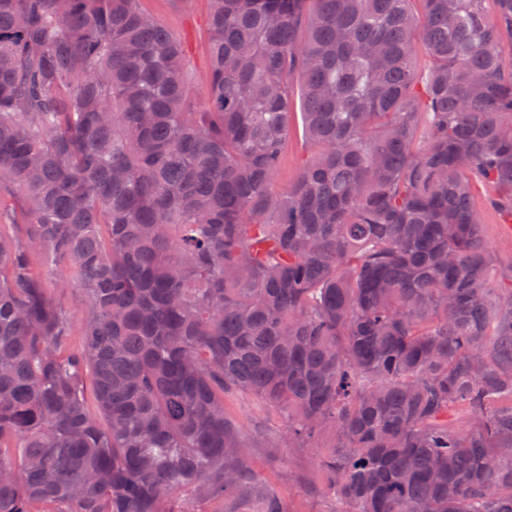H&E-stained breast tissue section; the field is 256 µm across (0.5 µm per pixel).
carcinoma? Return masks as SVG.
<instances>
[{
	"instance_id": "cac0c4a2",
	"label": "carcinoma",
	"mask_w": 512,
	"mask_h": 512,
	"mask_svg": "<svg viewBox=\"0 0 512 512\" xmlns=\"http://www.w3.org/2000/svg\"><path fill=\"white\" fill-rule=\"evenodd\" d=\"M413 2L211 0L192 112L140 0H0V185L26 216L0 215V512L238 492L237 393L282 412L272 457L337 438L338 512H512V290L472 203L484 179L512 214V0ZM45 260L82 293L77 346ZM305 155L304 146L298 136H294L288 142V152L283 158L281 166L275 177V185L288 187L295 182L300 173L301 159Z\"/></svg>"
}]
</instances>
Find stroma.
<instances>
[{
	"label": "stroma",
	"instance_id": "obj_1",
	"mask_svg": "<svg viewBox=\"0 0 512 512\" xmlns=\"http://www.w3.org/2000/svg\"><path fill=\"white\" fill-rule=\"evenodd\" d=\"M142 8L180 37L187 51L189 88L195 105H202L209 84V0H141ZM497 191L478 182L473 186V204L481 216L484 240L490 251L489 285L500 291L512 286V216L491 205ZM224 407L241 437L250 446L252 486L247 495L229 496L202 503L201 512H256L261 494L274 489L288 512H335V498L324 486L319 458L330 440L310 447L283 449L279 459L267 454L263 442L284 428L280 412L248 395L226 396Z\"/></svg>",
	"mask_w": 512,
	"mask_h": 512
}]
</instances>
